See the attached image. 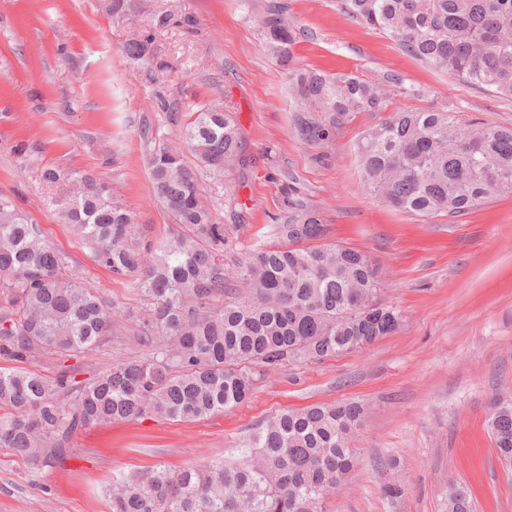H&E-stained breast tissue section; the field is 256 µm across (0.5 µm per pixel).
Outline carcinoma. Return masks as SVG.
Wrapping results in <instances>:
<instances>
[{"label":"carcinoma","mask_w":512,"mask_h":512,"mask_svg":"<svg viewBox=\"0 0 512 512\" xmlns=\"http://www.w3.org/2000/svg\"><path fill=\"white\" fill-rule=\"evenodd\" d=\"M346 16L378 30L411 57L461 83L512 97V0H340ZM171 13L152 28L179 25ZM266 47L291 63L301 31L273 0L261 20ZM294 123L310 145L331 141L356 112L386 114L357 145L363 182L404 212L461 216L492 195H512V128L464 120L451 110L408 109L389 88L420 95L395 74L378 81L290 72ZM148 167L157 201L172 221L169 238L150 244L145 228L89 173L48 169L68 182L63 214L98 262L136 277L143 307L136 342L145 353L112 362L88 380L78 359L112 335L121 315L85 285L68 257L45 240L12 200L0 196V447L40 470L68 453L85 429L145 415L191 421L250 399L249 365L274 370L322 360L396 332L393 306L378 299V266L366 253L317 243L319 211L288 201L277 225L291 247L249 251L234 276L224 273V225L201 194V173L215 178L246 163L238 123L207 106L180 130L181 148L153 142ZM190 153L198 160L186 162ZM58 361L49 377L24 367L35 356ZM355 401L284 409L240 445L232 459L182 469L147 468L107 489L111 512H327L329 496L356 465ZM496 454L512 469V402H491ZM445 512H475L469 488L451 483Z\"/></svg>","instance_id":"cac0c4a2"}]
</instances>
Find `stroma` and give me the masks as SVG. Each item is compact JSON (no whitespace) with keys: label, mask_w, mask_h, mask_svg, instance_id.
Returning <instances> with one entry per match:
<instances>
[{"label":"stroma","mask_w":512,"mask_h":512,"mask_svg":"<svg viewBox=\"0 0 512 512\" xmlns=\"http://www.w3.org/2000/svg\"><path fill=\"white\" fill-rule=\"evenodd\" d=\"M136 18L115 19L109 0H0V195L40 224L85 284L121 310L112 334L81 359L90 377L139 354L134 277L95 261L62 217L63 192L43 172H90L147 228L169 236L145 165L151 127L176 141L195 111L233 112L246 165L205 179L203 193L226 229L224 268L257 247L281 248L276 226L288 199L321 213L324 243L363 250L382 271L380 300L402 314L399 330L366 349L324 361L254 368L249 402L211 417L146 416L94 426L61 461L32 471L0 448V512H109L103 489L147 467L182 468L233 455L272 414L356 401V467L329 512H444L449 481L470 488L476 512H512V471L488 427L493 393L512 396V196L494 195L461 217L397 211L369 193L356 144L378 122L351 116L326 144L301 142L285 67L268 51L260 16L269 0H133ZM303 32L296 65L375 80L399 75L420 89L415 108L454 105L467 119L512 126V98L458 83L403 53L383 33L343 14L337 0H281ZM184 17L145 32L148 16ZM151 35L155 61L123 46ZM396 470H387L389 460ZM400 482L389 498L382 485Z\"/></svg>","instance_id":"35a3bbf8"}]
</instances>
